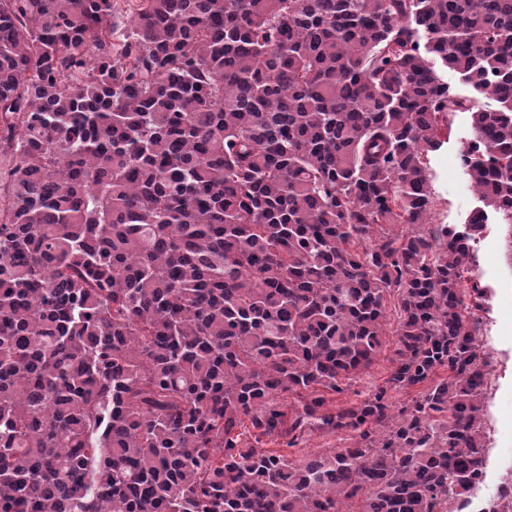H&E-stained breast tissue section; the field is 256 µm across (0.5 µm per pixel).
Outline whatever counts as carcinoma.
Returning <instances> with one entry per match:
<instances>
[{"mask_svg": "<svg viewBox=\"0 0 512 512\" xmlns=\"http://www.w3.org/2000/svg\"><path fill=\"white\" fill-rule=\"evenodd\" d=\"M115 9L0 0V512H459L512 0H128L120 39ZM450 112L461 229L430 223ZM393 288L389 378L339 403ZM315 430L344 445L289 459ZM449 135L443 146L427 156V175L432 196V224L463 227L468 215L483 207L459 160L464 142L471 134V113L448 115Z\"/></svg>", "mask_w": 512, "mask_h": 512, "instance_id": "1", "label": "carcinoma"}]
</instances>
